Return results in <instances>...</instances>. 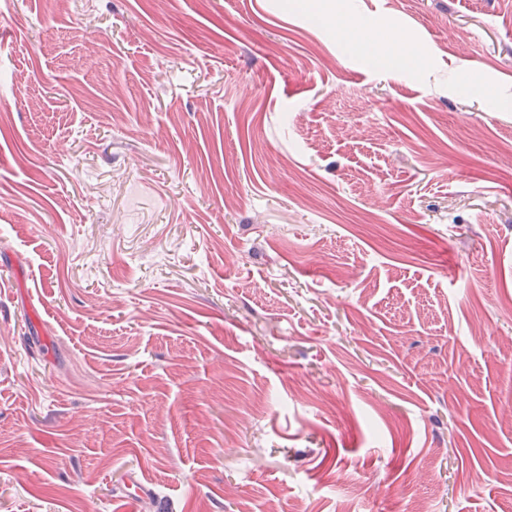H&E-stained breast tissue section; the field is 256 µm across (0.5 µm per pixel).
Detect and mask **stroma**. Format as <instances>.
<instances>
[{
  "label": "stroma",
  "mask_w": 512,
  "mask_h": 512,
  "mask_svg": "<svg viewBox=\"0 0 512 512\" xmlns=\"http://www.w3.org/2000/svg\"><path fill=\"white\" fill-rule=\"evenodd\" d=\"M345 11L0 0V512H512V0ZM344 29L347 35L349 48L357 53L386 54L390 47L402 38L397 34L389 35L385 40H373L359 33V25L356 21L345 17Z\"/></svg>",
  "instance_id": "stroma-1"
}]
</instances>
